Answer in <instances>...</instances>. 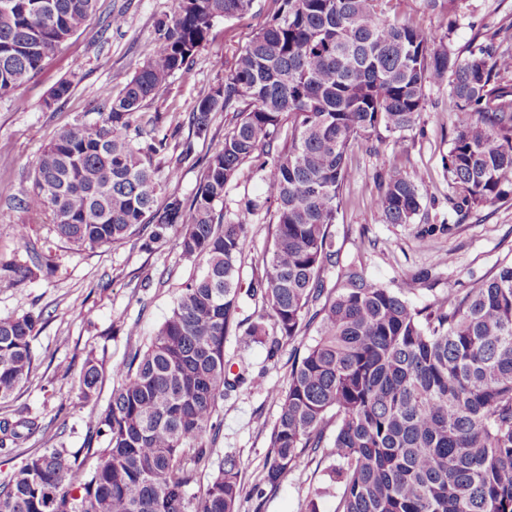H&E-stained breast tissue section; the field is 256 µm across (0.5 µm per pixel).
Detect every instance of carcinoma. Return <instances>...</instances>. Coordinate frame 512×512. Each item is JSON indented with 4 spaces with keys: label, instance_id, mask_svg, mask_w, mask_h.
I'll list each match as a JSON object with an SVG mask.
<instances>
[{
    "label": "carcinoma",
    "instance_id": "cac0c4a2",
    "mask_svg": "<svg viewBox=\"0 0 512 512\" xmlns=\"http://www.w3.org/2000/svg\"><path fill=\"white\" fill-rule=\"evenodd\" d=\"M254 0H176L151 58L100 121L61 129L37 158L24 205L49 216L57 239L77 253L150 229L144 247L180 232L184 259L201 268L183 288L145 349L112 366L117 385L94 413L88 469L63 448L29 456L0 483V512H237L241 462L224 455L196 500L186 487L208 461L219 432L217 401L247 381L224 358L231 328L267 343L275 356L302 329L317 336L294 359L288 390L272 389L281 412L271 436L265 483L317 457H335V512H512V266L460 297L416 309L419 276L396 288L343 270L337 287L336 214L350 177L353 141L401 133L415 122L427 89L451 78L455 100L448 153L449 201L461 211L512 187V52L487 34L464 58L436 34L392 19L389 0H277L239 54L224 85L201 97L196 136L215 112L239 120L208 158L192 198L154 207L162 180L154 163L167 137L145 140L134 123L143 101L161 97L187 69L219 18L241 17ZM98 0H0V96L22 86L96 12ZM288 137L279 140L283 122ZM267 156L265 202L274 206V243L263 274L241 291L248 224L224 222L226 185L245 162ZM426 183L393 174L373 199L387 224H410ZM31 264L0 262V286L55 271L52 245ZM260 311L235 321L241 295ZM274 320L269 335L265 318ZM40 317H0V403L34 370L31 342ZM103 367L87 358L78 400L97 402ZM332 446H325L328 428ZM40 429L37 419L0 417V452Z\"/></svg>",
    "mask_w": 512,
    "mask_h": 512
}]
</instances>
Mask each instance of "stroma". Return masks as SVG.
I'll return each instance as SVG.
<instances>
[{
	"instance_id": "stroma-1",
	"label": "stroma",
	"mask_w": 512,
	"mask_h": 512,
	"mask_svg": "<svg viewBox=\"0 0 512 512\" xmlns=\"http://www.w3.org/2000/svg\"><path fill=\"white\" fill-rule=\"evenodd\" d=\"M437 11L424 9L422 0H390V14L398 21L425 30L444 32L449 47L460 56L485 34L503 30L505 47L512 48V0H439ZM276 0H254L251 12L240 18L217 19L188 68L178 73L164 95L144 102L138 116L145 130L168 137L161 168L177 166L176 179L164 182L157 205L172 195L191 198L203 174L204 158L223 142L237 122L233 112L214 114L208 136L190 138V121L198 99L223 85L236 57L274 9ZM175 0H100L99 10L59 49L27 83L0 98V255L25 263L27 246L53 239L46 216L31 212L22 200L33 186L40 152L59 130L77 123L91 124L106 97L117 95L153 53L158 27L169 20ZM123 13L121 28L108 24L113 13ZM70 81V95L51 101L56 83ZM455 104L448 83L427 90V103L404 138L387 134L382 140H357L349 152L351 176L342 191L336 224L338 265L325 280L334 284L340 267L361 264L368 278L398 287L405 275L422 273L423 288L409 297L423 307L447 297L465 294L512 265V192L491 203L457 212L448 201L446 163L454 129ZM161 124H153L155 115ZM193 154L181 160L184 143ZM402 174L424 179L428 191L419 214L410 224H386L371 201L381 190V178ZM264 171L257 162L243 164L225 188V220L237 219L245 203H257L249 217V234L239 262L242 285L261 276L263 257L273 243V226L262 203ZM29 227L20 242L13 227ZM453 225L452 233L435 232L427 246L418 236L428 225ZM147 232L129 241L80 255L66 245L54 246L52 277H37L13 288H0V317L39 315L32 342L38 367L17 398L0 403V417L24 414L37 418L41 429L11 452L0 453V482L10 479L26 459L46 448L81 451L87 443L90 407L80 405L77 385L82 364L94 356L104 368L99 407H106L114 381L111 368L132 349L144 346L170 314L178 290L193 273L177 235L144 248ZM316 336L308 327L295 343L269 355L266 344L245 343L240 331L224 341L226 360L246 356L251 383L218 401L219 434L208 440L210 461L200 467L189 496H200L215 461L232 453L241 461V482L248 489L238 512H307L316 489H324L320 512H334L339 485L330 483L328 461H315L289 473L263 497L251 490L263 486L264 463L270 434L280 413L277 391L288 388L296 353Z\"/></svg>"
}]
</instances>
